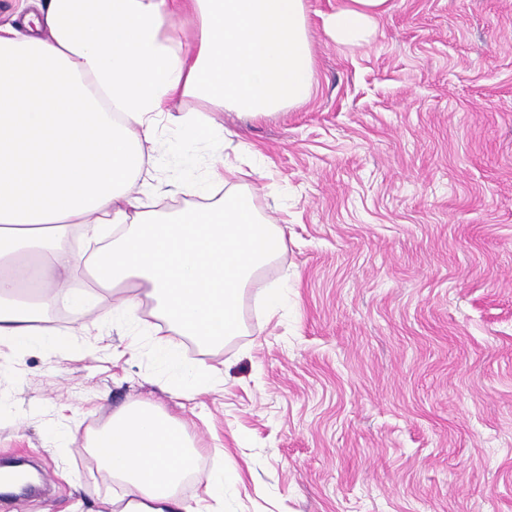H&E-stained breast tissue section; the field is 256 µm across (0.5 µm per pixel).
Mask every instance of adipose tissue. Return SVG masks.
Here are the masks:
<instances>
[{
	"label": "adipose tissue",
	"instance_id": "obj_1",
	"mask_svg": "<svg viewBox=\"0 0 512 512\" xmlns=\"http://www.w3.org/2000/svg\"><path fill=\"white\" fill-rule=\"evenodd\" d=\"M24 30L0 25V342L61 346L41 326L44 309L68 299L90 309L112 293V322L132 325L144 302L173 334L159 357L167 390L211 392L219 369L181 363L176 337L216 345L242 332L240 306L255 289L267 314L283 301L259 287L260 272L286 250L242 168L230 159L204 181L179 185L219 198L168 214L148 210L136 188L152 163L161 122L195 139L223 137L207 113L175 112L196 97L252 119L304 102L314 81L305 0H43ZM388 0H347L326 25L341 44L359 43ZM84 265L95 288L70 287ZM89 448L123 489V508L101 512H211L223 505V473L204 484L206 505L177 499L199 451L160 407L116 411Z\"/></svg>",
	"mask_w": 512,
	"mask_h": 512
}]
</instances>
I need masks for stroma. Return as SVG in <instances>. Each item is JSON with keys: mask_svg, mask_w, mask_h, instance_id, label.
<instances>
[{"mask_svg": "<svg viewBox=\"0 0 512 512\" xmlns=\"http://www.w3.org/2000/svg\"><path fill=\"white\" fill-rule=\"evenodd\" d=\"M344 2L306 0L308 101L217 113L223 140L164 135L148 176L238 157L287 223L262 275L287 303L269 319L244 296L240 336L183 341L185 366L223 372L200 395L165 392L151 323L132 340L59 303L44 324L67 348L0 344V457L50 483L0 512H98L120 487L89 436L138 401L200 450L189 504L221 471L226 512H512V0H388L358 46L326 29Z\"/></svg>", "mask_w": 512, "mask_h": 512, "instance_id": "1", "label": "stroma"}]
</instances>
